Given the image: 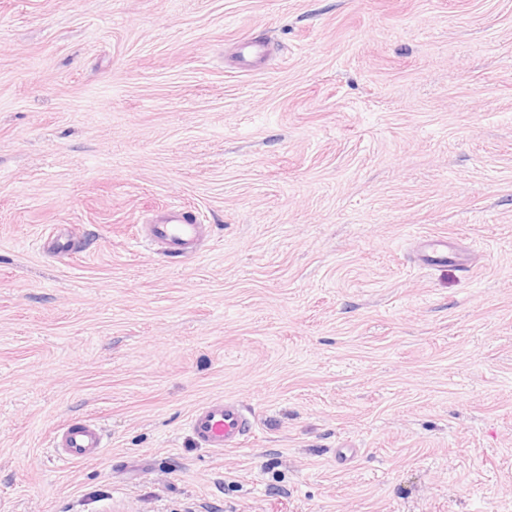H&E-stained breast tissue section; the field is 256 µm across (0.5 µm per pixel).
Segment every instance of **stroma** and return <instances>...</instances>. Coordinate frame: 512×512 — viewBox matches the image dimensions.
I'll return each mask as SVG.
<instances>
[{
	"instance_id": "obj_1",
	"label": "stroma",
	"mask_w": 512,
	"mask_h": 512,
	"mask_svg": "<svg viewBox=\"0 0 512 512\" xmlns=\"http://www.w3.org/2000/svg\"><path fill=\"white\" fill-rule=\"evenodd\" d=\"M0 512H512V0H0ZM202 225L187 220L185 212L173 205L165 212L163 221L142 224L137 239L163 245L171 254L192 256V248L202 233ZM453 243L447 237L431 239L421 249L420 257L423 261L430 263L448 262L456 258V252L452 248ZM252 424L237 402L214 399L192 412L188 427L200 446L223 450L242 445L252 432ZM105 431L96 421L68 424L53 433L54 458L63 466L85 462L102 455Z\"/></svg>"
}]
</instances>
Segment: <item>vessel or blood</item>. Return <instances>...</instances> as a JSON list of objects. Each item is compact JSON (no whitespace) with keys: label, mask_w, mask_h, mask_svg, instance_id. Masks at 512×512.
<instances>
[{"label":"vessel or blood","mask_w":512,"mask_h":512,"mask_svg":"<svg viewBox=\"0 0 512 512\" xmlns=\"http://www.w3.org/2000/svg\"><path fill=\"white\" fill-rule=\"evenodd\" d=\"M201 233V225L188 221L184 211L174 206L166 211L163 221L142 225L139 236L163 245L169 253L188 256ZM455 256L451 241L445 237L430 240L421 249L426 262H445ZM188 427L200 446L224 449L243 444L252 432V420L237 402L214 399L192 412ZM105 444L103 427L91 420L66 425L52 437L54 457L65 466L101 456Z\"/></svg>","instance_id":"1"}]
</instances>
